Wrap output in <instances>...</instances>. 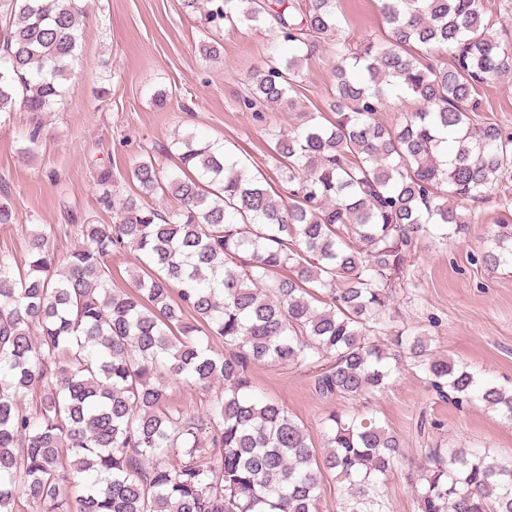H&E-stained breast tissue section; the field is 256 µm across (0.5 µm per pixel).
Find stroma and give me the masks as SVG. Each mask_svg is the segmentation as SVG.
I'll list each match as a JSON object with an SVG mask.
<instances>
[{"label":"stroma","mask_w":512,"mask_h":512,"mask_svg":"<svg viewBox=\"0 0 512 512\" xmlns=\"http://www.w3.org/2000/svg\"><path fill=\"white\" fill-rule=\"evenodd\" d=\"M83 2L82 50L63 100L39 117L20 108L0 116V201L16 215L15 223L0 225V254L25 266L28 235L36 229L49 234L58 256L69 254L82 242L81 225L112 221L97 201V171L111 168L112 197L123 202L137 193L126 174L145 151L174 168L176 158L164 148L178 132L225 145L250 175L287 193L269 132L301 129L326 110L336 64L332 52L302 61L292 105L259 116L240 99L270 52L264 29L241 25L210 33L203 16L185 9L182 0ZM338 16L351 44L387 37L380 0H339ZM209 35L222 46L214 60L197 51ZM35 127L40 146L28 155L25 136ZM507 196L512 197V178L470 204L473 222L465 239L419 240L397 305L404 323L429 337L433 354L468 363L486 380L510 388L512 267L494 269L481 261L491 235L512 223V207L503 205ZM249 376L257 391L281 403L319 439L335 402L316 393L311 375L256 364ZM220 392L217 385L176 378L169 382V405L201 416ZM372 409L402 442L404 457L384 487L393 512H418L407 473L421 449L486 448L495 457H512V424L483 403L459 408L438 399L410 364L394 374Z\"/></svg>","instance_id":"stroma-1"}]
</instances>
